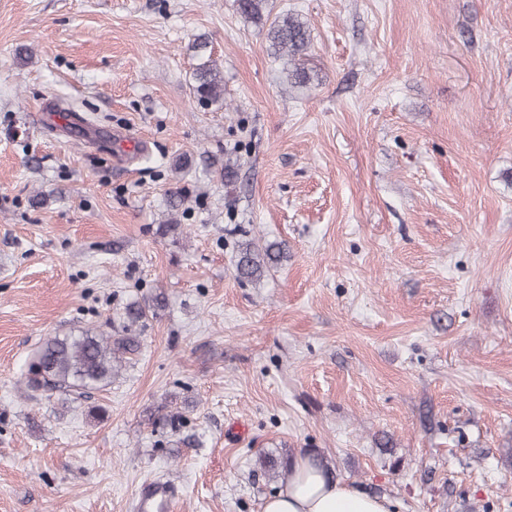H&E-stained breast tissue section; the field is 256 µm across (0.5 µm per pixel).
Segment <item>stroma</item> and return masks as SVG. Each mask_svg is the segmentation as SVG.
<instances>
[{"label":"stroma","mask_w":512,"mask_h":512,"mask_svg":"<svg viewBox=\"0 0 512 512\" xmlns=\"http://www.w3.org/2000/svg\"><path fill=\"white\" fill-rule=\"evenodd\" d=\"M270 8L306 86L236 0H0V512H134L160 477L261 512L260 461L300 453L399 512H512V0ZM247 239L284 248L254 281ZM159 293L110 385L28 398L42 342ZM270 47L274 55L284 60L285 68L291 83L306 86L309 75L303 63L310 42V33L305 22L292 17H275L268 28ZM294 80V82H292ZM191 49L201 61L197 64L193 73L191 91L193 97L198 101H210L211 103L224 102V85L221 72L214 60L211 58L209 41L198 38L193 41Z\"/></svg>","instance_id":"stroma-1"}]
</instances>
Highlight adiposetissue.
<instances>
[{
    "mask_svg": "<svg viewBox=\"0 0 512 512\" xmlns=\"http://www.w3.org/2000/svg\"><path fill=\"white\" fill-rule=\"evenodd\" d=\"M290 466L288 483L265 499L262 512H396L393 499L335 478L309 455H297Z\"/></svg>",
    "mask_w": 512,
    "mask_h": 512,
    "instance_id": "ef3b65f1",
    "label": "adipose tissue"
}]
</instances>
